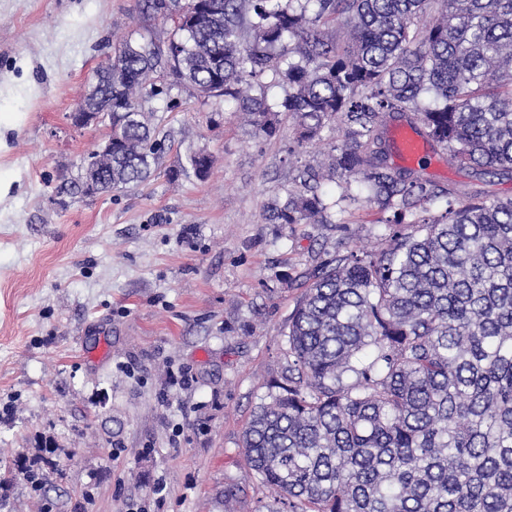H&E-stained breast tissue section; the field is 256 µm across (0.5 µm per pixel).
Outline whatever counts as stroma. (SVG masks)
Here are the masks:
<instances>
[{
    "mask_svg": "<svg viewBox=\"0 0 512 512\" xmlns=\"http://www.w3.org/2000/svg\"><path fill=\"white\" fill-rule=\"evenodd\" d=\"M166 27L140 0H0V512H267L273 492L242 437L286 364L288 318L321 265L378 251L365 198L327 224H274L265 207L333 139L289 156V118L268 139L223 100L173 89L145 106L167 150L148 185L70 196L105 129L69 115L122 40ZM422 176L469 186L472 171L427 143ZM213 157L207 176L189 153ZM167 485L156 500V480Z\"/></svg>",
    "mask_w": 512,
    "mask_h": 512,
    "instance_id": "stroma-1",
    "label": "stroma"
}]
</instances>
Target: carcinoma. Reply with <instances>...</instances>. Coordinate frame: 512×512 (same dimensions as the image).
I'll return each instance as SVG.
<instances>
[{"label": "carcinoma", "mask_w": 512, "mask_h": 512, "mask_svg": "<svg viewBox=\"0 0 512 512\" xmlns=\"http://www.w3.org/2000/svg\"><path fill=\"white\" fill-rule=\"evenodd\" d=\"M171 22L160 47L126 39L112 78L80 100L101 111L96 192L146 182L165 150L142 103L189 88L236 102L258 136L295 142L345 127L299 174L275 224H326L325 181L393 214L379 252L322 265L288 320L287 365L243 434L277 494L267 512H512V198L439 189L388 165L389 118L418 120L451 160L512 173V0H143ZM167 74L170 81L161 79ZM280 85L288 92L270 100ZM446 198L439 218L410 224Z\"/></svg>", "instance_id": "cac0c4a2"}]
</instances>
